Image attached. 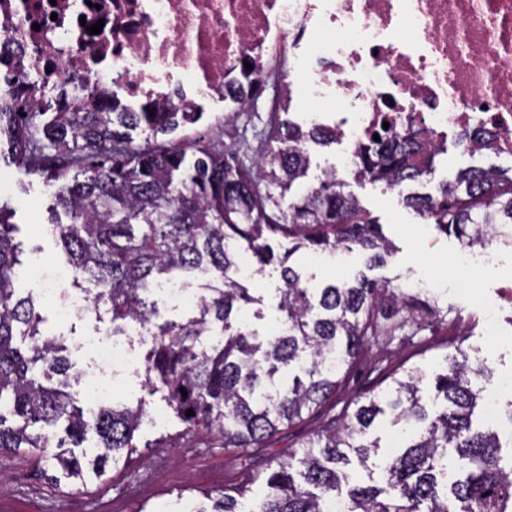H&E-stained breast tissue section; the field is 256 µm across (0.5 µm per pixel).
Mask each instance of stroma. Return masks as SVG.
<instances>
[{
	"label": "stroma",
	"instance_id": "1",
	"mask_svg": "<svg viewBox=\"0 0 512 512\" xmlns=\"http://www.w3.org/2000/svg\"><path fill=\"white\" fill-rule=\"evenodd\" d=\"M275 97V92L271 91L259 101V109L251 114L249 124H242L235 117L226 118L221 112H206L195 125L179 128L168 137L158 136L157 141L161 144L170 139L219 141L225 147H237L242 128L253 132L264 129ZM499 163L494 155L472 158L452 146L437 158L434 174L417 185L416 190L432 194L439 183L459 169ZM348 185L371 217L381 224L394 245V252L384 265L371 268L356 250H338L330 259L296 253L290 263L303 284L316 289L332 279L359 272L379 281L425 283L441 304L455 310L460 322L454 335L436 330L434 336L427 339L426 351H419L412 345L394 349L392 365H418L432 377L442 371L446 357L454 355L456 346L460 345L472 362L489 369L490 374L483 378L482 384L485 391L494 390L503 375H512V312H500L498 335L489 338L480 300L493 296L498 288L512 285V252L502 251L470 275H463L456 262L462 249L457 238L440 235L433 225L422 223L411 209L404 207L397 193L386 190L382 184L352 179ZM0 196L10 198L15 207L13 222L17 227V241L24 250L36 252L34 262L28 263L16 288L22 294L31 290L41 292L45 276L65 264L50 222L51 189L42 177L27 174L12 163L3 143L0 144ZM281 285L280 272L272 267L249 281L255 301L247 307L244 316L253 329L265 333L277 327L276 306ZM40 312L45 319L46 332L64 341L72 364L71 389L77 393L80 403H87L92 391L82 373L90 369L92 358L88 351L76 350L75 345L91 336L106 339L112 331L108 319L100 318L95 312L60 319L57 302L48 295H43L40 301ZM147 350V345L138 347L139 364L134 372L115 379L111 399L132 407L144 404L148 414L163 418V426L142 425L136 435L137 450L125 465L108 470L104 477L84 487L56 485L38 475L24 457L0 458V512H183L186 498L240 484L251 485L252 497L259 498L265 490L256 483V476L265 471L270 462L287 460L310 433L327 422L325 414H316L281 431L265 447L251 449L244 456L221 448L158 447L161 436L181 434L184 425L169 407L164 392L152 391L145 383V366L141 359Z\"/></svg>",
	"mask_w": 512,
	"mask_h": 512
}]
</instances>
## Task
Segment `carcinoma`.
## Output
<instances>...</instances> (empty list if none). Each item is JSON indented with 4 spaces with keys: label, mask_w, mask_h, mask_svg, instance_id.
Returning a JSON list of instances; mask_svg holds the SVG:
<instances>
[{
    "label": "carcinoma",
    "mask_w": 512,
    "mask_h": 512,
    "mask_svg": "<svg viewBox=\"0 0 512 512\" xmlns=\"http://www.w3.org/2000/svg\"><path fill=\"white\" fill-rule=\"evenodd\" d=\"M15 78L3 75L0 138L15 164L44 178L55 207L69 222L57 238L75 273L74 281L97 286L95 310L109 316L112 335L129 322L152 326L146 383L167 393L185 435L205 446L248 453L283 428L336 409V396L365 354H384L394 344L457 322L452 310L423 291L405 292L365 275L336 279L312 293L269 239L288 241V254L357 249L369 266L393 252L381 226L344 191L336 171L295 192L307 175V143L328 144L336 133L303 128L289 118L291 100L267 118V133L252 156L226 159L215 145L192 146L193 160L179 142H151L186 125L185 112H55L39 108L10 112ZM139 129L144 142L131 131ZM439 151L420 134H393L361 154L359 178L403 193V201L427 224L475 246L501 225L512 227V168L470 166L439 185L435 196L407 193L435 170ZM14 208L0 198V457L22 454L43 474L86 486L107 466L117 467L137 447L135 434L147 418L144 407L93 410L75 405L68 391L69 360L63 347L44 337L39 297L17 294L14 282L23 250L15 241ZM256 259L253 273L274 261L281 266L278 311L281 327L262 336L243 319L241 307L255 302L238 274L242 252ZM210 279L199 316L160 320L150 300L157 276L184 274ZM30 340L29 354L15 337ZM299 373L276 383L284 367ZM390 385L349 400L330 423L311 434L278 463L255 506L247 486L207 496L193 512H325L340 497L345 512H512V457L503 464L499 436L477 427L481 400L477 378L464 351L434 377L441 410L430 415L422 401L426 371L390 369L378 363ZM187 395H182L181 390ZM193 415H187V411ZM19 419L4 427L5 414ZM410 428L403 450L385 469L389 490L371 485L343 489L341 468L351 457L364 464L380 445L367 439L377 418ZM97 437L93 453L81 448ZM461 462L448 471V449Z\"/></svg>",
    "instance_id": "cac0c4a2"
}]
</instances>
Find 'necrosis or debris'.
<instances>
[{
    "mask_svg": "<svg viewBox=\"0 0 512 512\" xmlns=\"http://www.w3.org/2000/svg\"><path fill=\"white\" fill-rule=\"evenodd\" d=\"M0 60L20 112L65 83L80 91L54 111L239 112L304 85L336 103L310 121L335 130L347 177L387 130L441 151L467 131L512 158V0H0Z\"/></svg>",
    "mask_w": 512,
    "mask_h": 512,
    "instance_id": "necrosis-or-debris-1",
    "label": "necrosis or debris"
}]
</instances>
